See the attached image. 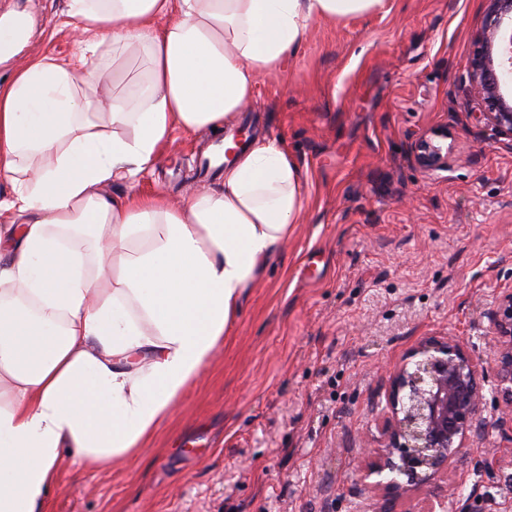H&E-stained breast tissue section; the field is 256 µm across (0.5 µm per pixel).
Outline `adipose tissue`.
Returning a JSON list of instances; mask_svg holds the SVG:
<instances>
[{
    "instance_id": "ef3b65f1",
    "label": "adipose tissue",
    "mask_w": 512,
    "mask_h": 512,
    "mask_svg": "<svg viewBox=\"0 0 512 512\" xmlns=\"http://www.w3.org/2000/svg\"><path fill=\"white\" fill-rule=\"evenodd\" d=\"M382 4L66 0L75 54L23 66L38 20L0 13V178L26 175L0 199V512H43L63 455L108 470L142 451L236 324L305 192L274 139L178 206L107 186L152 167L174 130L221 128L313 20ZM103 47L113 65H89ZM139 56L143 87L120 92L118 60Z\"/></svg>"
}]
</instances>
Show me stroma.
Instances as JSON below:
<instances>
[{
  "label": "stroma",
  "mask_w": 512,
  "mask_h": 512,
  "mask_svg": "<svg viewBox=\"0 0 512 512\" xmlns=\"http://www.w3.org/2000/svg\"><path fill=\"white\" fill-rule=\"evenodd\" d=\"M43 17L26 57L70 59L65 0H0ZM489 0H386L313 22L233 124L284 143L306 182L300 224L249 288L237 324L142 455L103 472L63 461L49 512H367L362 435L390 375L431 336L491 358L487 311L512 289V140L480 117L474 37ZM448 130V168L409 152ZM212 131L172 133L154 169L108 190L178 203ZM484 431L437 483L459 512H512L505 405L485 383Z\"/></svg>",
  "instance_id": "obj_1"
}]
</instances>
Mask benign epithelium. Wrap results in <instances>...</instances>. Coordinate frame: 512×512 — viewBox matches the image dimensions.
<instances>
[{"instance_id":"obj_1","label":"benign epithelium","mask_w":512,"mask_h":512,"mask_svg":"<svg viewBox=\"0 0 512 512\" xmlns=\"http://www.w3.org/2000/svg\"><path fill=\"white\" fill-rule=\"evenodd\" d=\"M484 31L471 62L472 87L485 103L484 119L512 139V104L501 92L492 39L504 20L512 22V0H490ZM448 129L436 128L411 143L425 171L448 169ZM496 351L487 368L458 336L429 337L414 348L390 377L377 445L367 448L360 475L366 488L381 491L373 512H393L394 500L430 486L467 448L480 416L483 383L493 372L495 389L509 412L493 427L512 441V290L503 292L488 313Z\"/></svg>"}]
</instances>
